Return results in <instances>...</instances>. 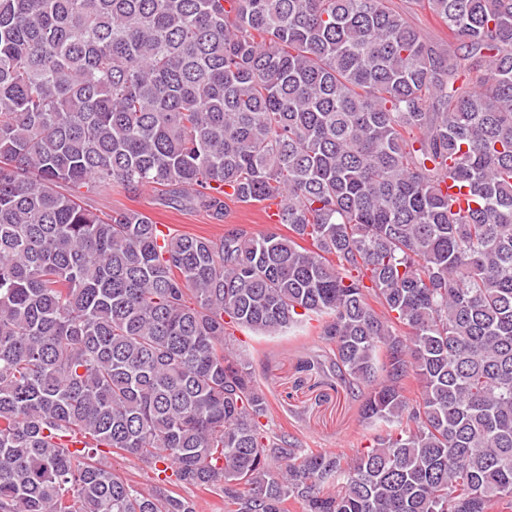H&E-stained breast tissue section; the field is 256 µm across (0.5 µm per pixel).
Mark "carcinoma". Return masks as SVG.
<instances>
[{"mask_svg": "<svg viewBox=\"0 0 512 512\" xmlns=\"http://www.w3.org/2000/svg\"><path fill=\"white\" fill-rule=\"evenodd\" d=\"M423 2L448 43L390 0H0V512H512V0ZM311 316L351 457L272 432L230 344ZM412 23L432 42H448V29L435 20L428 12L417 9L411 15ZM88 205L97 212L106 213L124 207L136 209L149 215L157 224H166L172 230L207 237L220 236L227 224H244L256 233L266 232L271 227H278L281 233H288L283 224L269 223L277 220L276 204L267 208L268 222H265V211L260 205L231 206L229 216L223 222L212 219L204 211H177L165 207L161 197L152 189L142 190L135 195H128L124 191L99 189L89 195ZM106 460L121 473L138 482L141 486L152 484L156 477L151 469L145 467L133 457H121L116 454H111L106 457ZM196 503V512H225L224 498L216 493L198 489L177 490Z\"/></svg>", "mask_w": 512, "mask_h": 512, "instance_id": "obj_1", "label": "carcinoma"}]
</instances>
